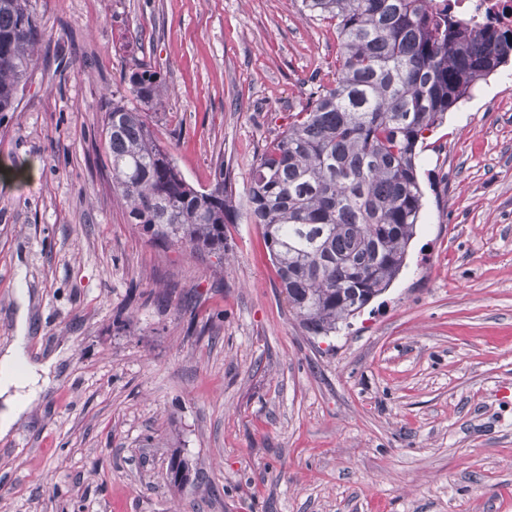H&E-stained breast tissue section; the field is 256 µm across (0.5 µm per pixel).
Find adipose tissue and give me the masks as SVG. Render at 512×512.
Returning a JSON list of instances; mask_svg holds the SVG:
<instances>
[{"mask_svg": "<svg viewBox=\"0 0 512 512\" xmlns=\"http://www.w3.org/2000/svg\"><path fill=\"white\" fill-rule=\"evenodd\" d=\"M29 296H21L17 317V336L9 347L0 352V437L9 433L22 405L48 387L50 373L58 355L27 365L24 372H14V365L24 358L27 343Z\"/></svg>", "mask_w": 512, "mask_h": 512, "instance_id": "adipose-tissue-1", "label": "adipose tissue"}]
</instances>
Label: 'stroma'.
Wrapping results in <instances>:
<instances>
[{
	"mask_svg": "<svg viewBox=\"0 0 512 512\" xmlns=\"http://www.w3.org/2000/svg\"><path fill=\"white\" fill-rule=\"evenodd\" d=\"M46 37L0 112V348L30 295L61 359L0 438V512H512V63L427 132L403 273L336 335L290 310L246 196L337 67L300 0H31ZM185 179L223 166L224 253L157 246L101 132L134 59Z\"/></svg>",
	"mask_w": 512,
	"mask_h": 512,
	"instance_id": "stroma-1",
	"label": "stroma"
}]
</instances>
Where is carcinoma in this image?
I'll list each match as a JSON object with an SVG mask.
<instances>
[{"label":"carcinoma","mask_w":512,"mask_h":512,"mask_svg":"<svg viewBox=\"0 0 512 512\" xmlns=\"http://www.w3.org/2000/svg\"><path fill=\"white\" fill-rule=\"evenodd\" d=\"M431 2L302 0L335 23L339 66L264 145L247 212L288 305L316 336L349 326L402 273L423 208L418 144L512 59L511 29L476 28ZM39 36L29 0H0V112L17 110ZM122 82L142 107L112 101L102 141L128 223L154 242L223 252L224 168L208 188L188 183L147 120L164 107L161 77L136 59Z\"/></svg>","instance_id":"1"}]
</instances>
